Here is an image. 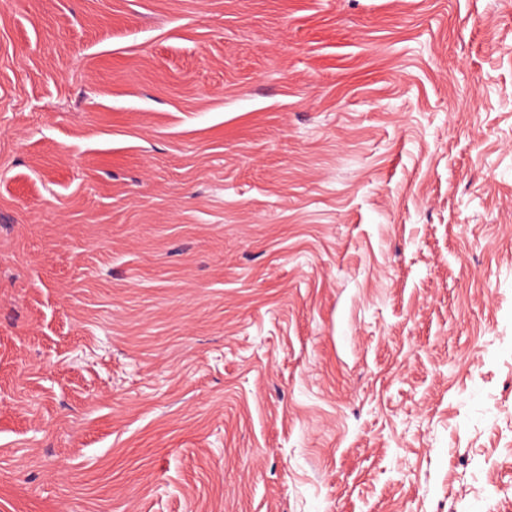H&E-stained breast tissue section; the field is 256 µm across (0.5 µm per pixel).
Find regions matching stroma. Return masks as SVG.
<instances>
[{"mask_svg":"<svg viewBox=\"0 0 512 512\" xmlns=\"http://www.w3.org/2000/svg\"><path fill=\"white\" fill-rule=\"evenodd\" d=\"M0 512H512V0H0Z\"/></svg>","mask_w":512,"mask_h":512,"instance_id":"stroma-1","label":"stroma"}]
</instances>
